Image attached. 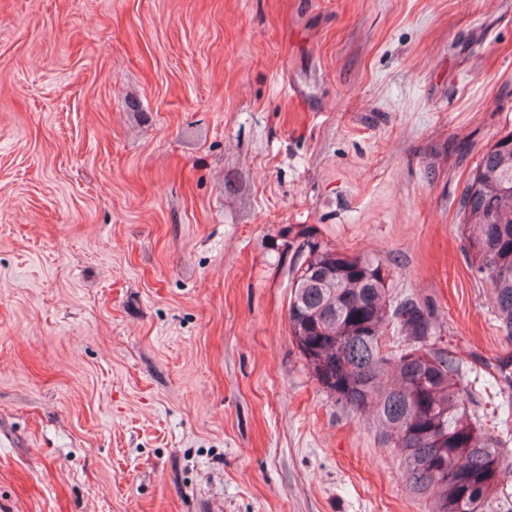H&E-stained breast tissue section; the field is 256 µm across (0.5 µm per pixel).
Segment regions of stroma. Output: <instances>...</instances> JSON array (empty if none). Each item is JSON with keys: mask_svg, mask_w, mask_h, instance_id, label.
Returning <instances> with one entry per match:
<instances>
[{"mask_svg": "<svg viewBox=\"0 0 512 512\" xmlns=\"http://www.w3.org/2000/svg\"><path fill=\"white\" fill-rule=\"evenodd\" d=\"M512 0H0V512H426L289 336L293 247L512 341L459 202Z\"/></svg>", "mask_w": 512, "mask_h": 512, "instance_id": "obj_1", "label": "stroma"}]
</instances>
